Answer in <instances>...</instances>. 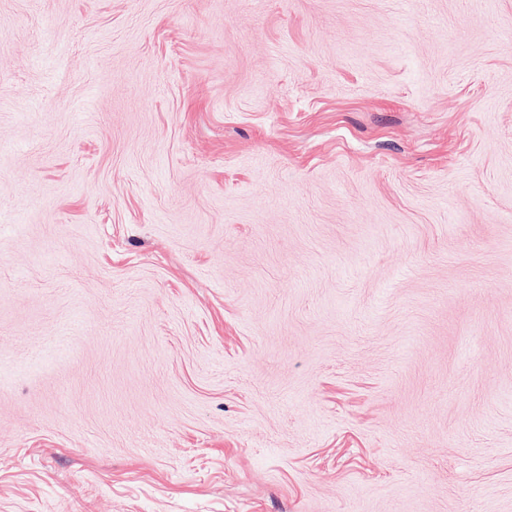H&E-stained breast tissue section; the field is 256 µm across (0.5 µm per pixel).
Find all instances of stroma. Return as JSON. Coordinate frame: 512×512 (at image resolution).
<instances>
[{"mask_svg": "<svg viewBox=\"0 0 512 512\" xmlns=\"http://www.w3.org/2000/svg\"><path fill=\"white\" fill-rule=\"evenodd\" d=\"M0 512H512V0H0Z\"/></svg>", "mask_w": 512, "mask_h": 512, "instance_id": "stroma-1", "label": "stroma"}]
</instances>
